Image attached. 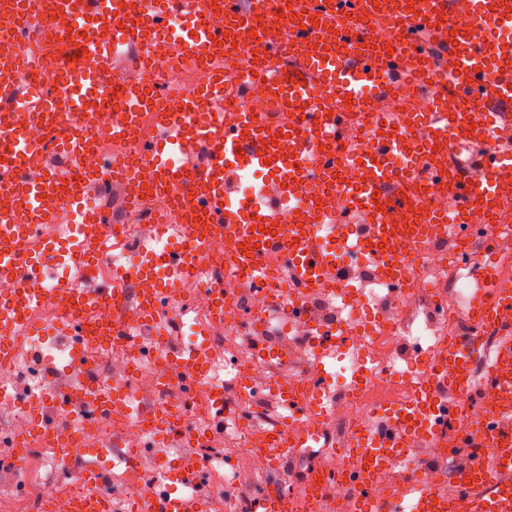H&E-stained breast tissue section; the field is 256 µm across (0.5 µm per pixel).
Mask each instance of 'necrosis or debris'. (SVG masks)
<instances>
[{
	"mask_svg": "<svg viewBox=\"0 0 512 512\" xmlns=\"http://www.w3.org/2000/svg\"><path fill=\"white\" fill-rule=\"evenodd\" d=\"M27 57L29 64L23 72L24 79L52 84L62 60L51 30L39 29L27 49ZM252 60V54L244 50L225 53L220 59L225 79V111H238L237 85L240 79L249 76ZM211 76V67L175 64L148 73L146 80L162 92L166 101L173 103L184 94L207 86ZM406 272L409 286L405 294H397L393 288L369 277L354 288L350 301L334 308L336 321L349 330L343 347L349 363L330 376L323 387V416L330 432L339 438L351 436L377 408L409 400L424 374L433 347L459 329L447 307L429 301L436 291L446 299L454 298L461 276L459 269L446 264L441 253L433 252L423 261H408ZM375 314L385 317V328H364V321ZM238 336H264L294 344L305 366L302 373L289 374L288 382L302 389L316 381L319 351L311 337L305 334L303 326L285 322L277 312L268 310L264 296L253 294L234 299L224 314L221 334L212 338L214 353H221ZM58 360L52 351H43L41 368ZM97 362L104 376L129 377V388L136 399L155 392L162 372L173 369L172 363L153 362L136 376H129L128 357L119 348L98 356ZM41 368L27 377L15 373L0 380L14 392L11 415L0 417V446L9 448L19 440L26 441L28 446L27 453L19 460L0 458V481L12 488L9 498L0 503V512H39L49 502L66 501L77 488L76 483L61 480L64 465L55 454L49 453L47 445L26 438L31 405L52 384ZM272 385L268 367L249 355L238 358L227 370L220 363H213L204 382L206 390L223 389L224 438L231 453L246 458L254 486L262 489L275 481L288 484L291 478L288 471L273 469L261 449L265 432L258 429L256 418L262 412V393ZM43 409L46 418L57 423L80 421L83 441L95 447L136 448L149 437V430L134 407L125 414L90 422L81 421L76 412L61 413L48 403ZM467 460L455 441L449 440L444 447L429 448L421 456L397 461L393 470L376 477L374 489L383 497L402 495L404 489L394 476L409 468L426 469L434 482L449 488L454 473Z\"/></svg>",
	"mask_w": 512,
	"mask_h": 512,
	"instance_id": "necrosis-or-debris-1",
	"label": "necrosis or debris"
}]
</instances>
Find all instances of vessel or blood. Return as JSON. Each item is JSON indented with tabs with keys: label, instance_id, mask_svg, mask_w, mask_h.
Segmentation results:
<instances>
[{
	"label": "vessel or blood",
	"instance_id": "1",
	"mask_svg": "<svg viewBox=\"0 0 512 512\" xmlns=\"http://www.w3.org/2000/svg\"><path fill=\"white\" fill-rule=\"evenodd\" d=\"M300 16L273 10L271 0H0V35L16 52L0 56V281L19 287L17 300L0 302V373L12 370L22 340L40 335L33 313L53 305L60 313L49 331L75 336L64 374L73 383L46 395L59 407L96 406L115 413L130 405L120 384H108L92 365V353L106 344L124 347L133 360L149 362L151 350L131 331L133 322L163 332L158 313L173 321L185 314L184 287L196 261L218 249L224 263L242 274L254 291L282 276L287 297L272 296L271 308L303 319L320 354L340 352L341 328L325 319L318 299L348 300L357 275L369 272L399 289L406 259L437 241L453 239L474 289L458 312L471 329L453 337L430 358L421 384L407 402L379 408L361 435L345 444L357 458L353 512H512V278L496 264L504 251L492 226L512 203V12L505 0H305ZM224 16L211 26V10ZM467 15L489 20L494 36L479 42L456 28ZM287 29V42L265 43L259 77L274 93L276 109L224 113L223 80L190 93L180 111L150 106L138 78L149 63L153 42L169 60L206 62L232 48H252L257 19ZM336 21L335 35L323 36L320 21ZM362 18H387L395 28L391 44L375 42L359 26ZM52 29L65 64L57 84L45 89L22 81L21 45L31 25ZM134 47V75H116L122 47ZM407 90L430 96L426 112H388L392 95ZM364 102L381 115L383 130L354 134L345 98ZM117 105L107 132L133 144L135 157H103L111 179L77 163L92 150L87 132L99 107ZM152 109L149 137L138 135L143 109ZM41 137L33 138L29 129ZM260 176L262 188L243 196L244 175ZM120 192L126 205L171 193L172 212L149 216L135 266L112 269L111 285L76 293L30 280L58 264L83 280L96 276V259L124 252L129 227L109 210L85 209L89 196ZM447 190L450 203L423 208L424 189ZM348 206L337 211L336 196ZM53 225L55 239L42 238ZM211 317L195 344L178 353L177 384L193 399L210 368L209 336L224 320V280L208 291ZM112 309L106 321L99 306ZM484 379L498 400L481 434L461 430L470 412L464 396ZM290 408L306 414L320 406L312 392L300 400L288 385L277 389ZM156 435L154 450L182 438L180 426L162 408L146 411ZM30 430L73 462L85 455L80 434L60 429L32 413ZM456 433L470 449L469 464L456 480L464 492L449 498L426 473L409 478L397 499L374 495V476L392 460L439 446ZM322 430H282L268 436L266 452L283 463L292 448L318 447ZM180 484L158 480L137 490L133 512H201L190 487L206 472L194 457L179 460ZM106 474L95 464L80 473L79 494L68 512H112L99 484Z\"/></svg>",
	"mask_w": 512,
	"mask_h": 512
}]
</instances>
